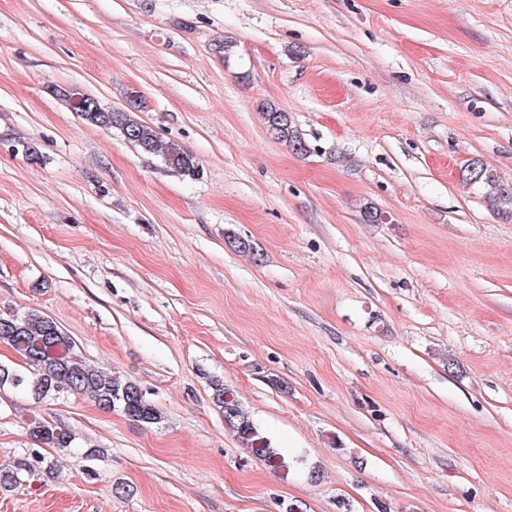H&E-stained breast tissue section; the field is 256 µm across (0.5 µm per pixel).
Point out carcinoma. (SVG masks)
Masks as SVG:
<instances>
[{
    "label": "carcinoma",
    "instance_id": "carcinoma-1",
    "mask_svg": "<svg viewBox=\"0 0 512 512\" xmlns=\"http://www.w3.org/2000/svg\"><path fill=\"white\" fill-rule=\"evenodd\" d=\"M60 96L68 102L71 111L87 123L120 132L141 151L161 156L166 167L182 177L198 175L199 162L191 152L177 142L161 140L151 126L133 119L132 113L141 105L138 91L131 88L125 93L128 107L123 112L107 110L97 99L77 89H62ZM263 119L273 139L286 143L297 155L311 152L309 142L295 127L288 112L274 103H267L263 106ZM460 180L477 188L494 209L512 215V184L502 181L483 162L474 159L464 164ZM0 339L8 341L26 363L23 371L0 364V387H23L39 402L55 399L62 393L78 395L103 410L117 407L127 418L143 424L157 425L164 419L163 412L145 397L134 381L82 360L75 352L72 338L48 316L34 312L22 316L0 314ZM212 388L224 421L238 438L271 467L284 466L278 449L271 446L234 395L217 381L212 382ZM26 426L28 435L40 448L74 447L75 432L60 422L33 417ZM31 471L32 464L26 457L15 460L8 469L0 468V488L17 484L21 476Z\"/></svg>",
    "mask_w": 512,
    "mask_h": 512
}]
</instances>
